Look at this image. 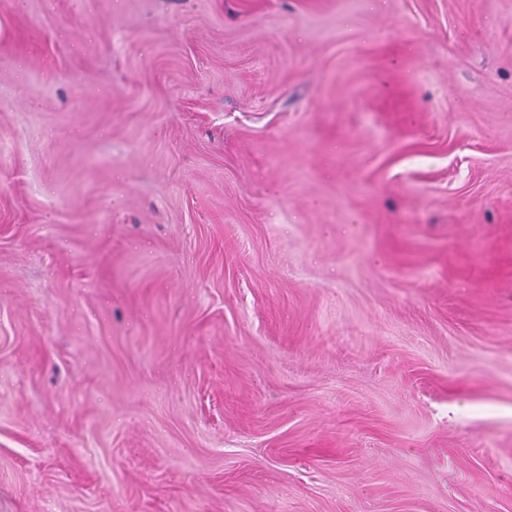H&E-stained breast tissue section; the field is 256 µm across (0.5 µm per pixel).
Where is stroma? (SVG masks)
<instances>
[{
    "instance_id": "35a3bbf8",
    "label": "stroma",
    "mask_w": 512,
    "mask_h": 512,
    "mask_svg": "<svg viewBox=\"0 0 512 512\" xmlns=\"http://www.w3.org/2000/svg\"><path fill=\"white\" fill-rule=\"evenodd\" d=\"M0 512H512V0H0Z\"/></svg>"
}]
</instances>
